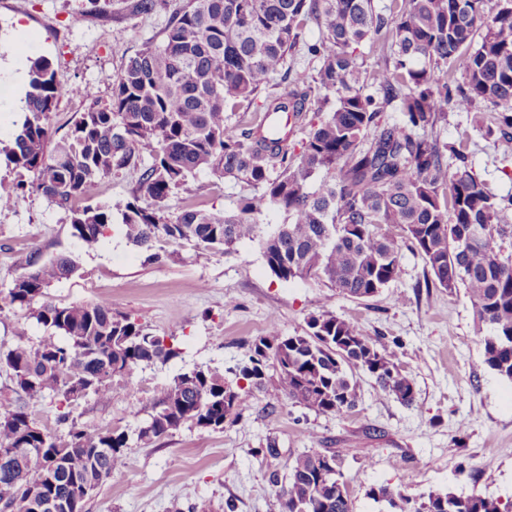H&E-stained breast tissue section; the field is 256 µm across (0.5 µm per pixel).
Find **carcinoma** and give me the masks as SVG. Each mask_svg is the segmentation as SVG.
<instances>
[{"mask_svg":"<svg viewBox=\"0 0 512 512\" xmlns=\"http://www.w3.org/2000/svg\"><path fill=\"white\" fill-rule=\"evenodd\" d=\"M123 3L130 17L159 6ZM310 22L320 28L312 43L302 37ZM376 37L390 43V54L370 67L356 46ZM298 51L315 69L288 63ZM279 74L291 77L285 94L269 91ZM68 90L78 88L49 60L32 62L26 115L7 160L32 174L34 191L72 214L84 249H96L113 223L112 206L90 203L94 189L129 167L140 175L119 206L121 224L149 261L177 262L186 243L199 253L229 252L258 237L277 278L318 279L371 298L398 275L409 242L431 275L425 287L465 290L490 328L483 362L512 382V224L469 168L467 144L442 146L436 134L450 110L487 112L485 135L512 143V0L488 16L484 0H388L381 8L375 0H183L161 39L145 42L112 82L109 104L81 113L55 141L48 116ZM388 111L400 120L384 123ZM237 112L261 116L229 125ZM299 125L307 133L297 144L291 136ZM201 169L257 193L240 196L230 213L185 200L169 214L170 199ZM78 198L88 204L74 208ZM268 209L283 212L284 221L260 237ZM77 270L68 256L44 260L32 252L7 288L9 304L27 309L50 335L0 350V367L10 371L15 394L60 402L63 431L42 429L17 401L0 402V512H47L50 498L56 512H66L74 479L95 488L123 469L130 435H89L71 407L88 397L104 403L118 389L114 379L177 357L144 320L109 301L50 300L47 289ZM307 325L285 336L271 322L248 342L235 374L263 388L271 368L274 391L337 414L359 401L349 366L368 372L384 395L413 403V378L382 337L325 309ZM246 408L247 396L223 373L195 367L153 398L137 440H160L186 423L222 431ZM328 459L336 469L330 483L321 477ZM344 460L341 448L326 457L314 449L297 455L279 495L281 512H352ZM380 495L395 512H512V501L476 493H372Z\"/></svg>","mask_w":512,"mask_h":512,"instance_id":"obj_1","label":"carcinoma"}]
</instances>
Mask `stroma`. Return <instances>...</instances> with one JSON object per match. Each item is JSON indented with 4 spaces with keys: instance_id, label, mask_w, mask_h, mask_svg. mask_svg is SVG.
Masks as SVG:
<instances>
[{
    "instance_id": "obj_1",
    "label": "stroma",
    "mask_w": 512,
    "mask_h": 512,
    "mask_svg": "<svg viewBox=\"0 0 512 512\" xmlns=\"http://www.w3.org/2000/svg\"><path fill=\"white\" fill-rule=\"evenodd\" d=\"M182 0H163L155 13L128 19L119 0H0V58L23 35L32 57L44 56L65 82L92 87L95 96L59 101L50 115L57 136L91 103L107 104L112 81L150 39H159ZM476 112H451L437 125L441 142L465 141L469 163L497 197H512V144L485 137ZM245 184L202 171L172 199L230 211ZM74 258L78 271L52 284L59 304L111 301L114 309L145 319L152 331L172 337L178 358L134 373L130 386L109 402L88 398L74 414L90 434L135 432L148 419L154 395L196 365L226 371L244 359L247 343L277 320L282 334L303 333L321 309L359 322L372 336L397 342L398 362L414 380L415 401L406 406L382 395L374 378L352 368L357 407L317 413L287 397L250 388L249 406L223 431L183 425L156 442H136L127 464L91 494L85 512H279L278 496L289 466L311 448H344L353 512H379L371 490L382 487L416 497L431 491L481 493L512 501V382L483 362L482 335L464 290L425 289L421 254L403 245L400 271L375 297L357 300L306 278L271 274L258 240L243 239L228 253H195L182 261L149 262L127 243L120 222L94 251L71 231L70 213L36 193L21 194L0 209V290L20 273L31 252ZM45 328L27 310L0 308V349L19 336L36 342ZM275 442L277 457L265 455ZM278 483H271V475Z\"/></svg>"
}]
</instances>
